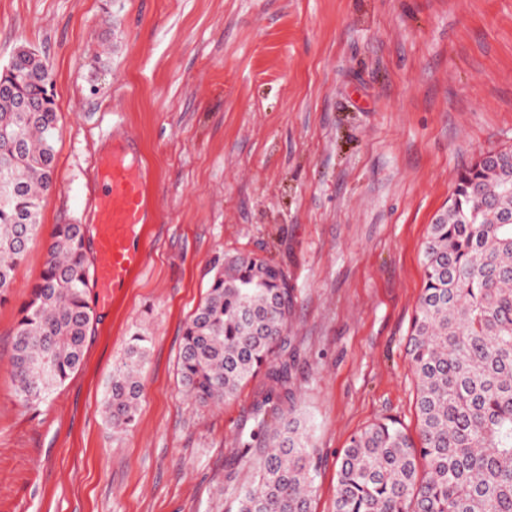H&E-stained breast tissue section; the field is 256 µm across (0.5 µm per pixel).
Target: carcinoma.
<instances>
[{
    "label": "carcinoma",
    "mask_w": 512,
    "mask_h": 512,
    "mask_svg": "<svg viewBox=\"0 0 512 512\" xmlns=\"http://www.w3.org/2000/svg\"><path fill=\"white\" fill-rule=\"evenodd\" d=\"M45 57L22 46L0 70V301L36 239L56 186L61 126ZM512 149L463 168L430 225L425 281L407 354L416 379L419 442L382 418L354 434L337 472L335 512H512ZM30 289L10 358L17 395L36 405L79 369L92 310L85 227L58 224ZM293 288L272 261L224 260L183 327L186 393L219 406L260 372L271 386L254 407L243 448H259L236 512H312L315 467L304 424L281 392ZM150 339L135 332L114 368L103 408L133 427Z\"/></svg>",
    "instance_id": "1"
}]
</instances>
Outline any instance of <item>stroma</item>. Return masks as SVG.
<instances>
[{"label": "stroma", "mask_w": 512, "mask_h": 512, "mask_svg": "<svg viewBox=\"0 0 512 512\" xmlns=\"http://www.w3.org/2000/svg\"><path fill=\"white\" fill-rule=\"evenodd\" d=\"M22 44L50 65L62 133L0 304V512H234L268 380L202 405L178 356L214 264L239 253L295 290L287 389L318 465L313 510L334 512L355 433L382 417L417 431L422 249L458 172L512 147V0H0V68ZM122 131L155 185L146 265L95 308L80 368L23 405L20 308L56 225L89 224ZM138 330L153 341L137 423L116 431L103 397Z\"/></svg>", "instance_id": "stroma-1"}]
</instances>
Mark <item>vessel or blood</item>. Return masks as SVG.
Returning <instances> with one entry per match:
<instances>
[{"mask_svg":"<svg viewBox=\"0 0 512 512\" xmlns=\"http://www.w3.org/2000/svg\"><path fill=\"white\" fill-rule=\"evenodd\" d=\"M95 180L100 191L94 196L93 216L98 227L94 285L118 289L146 263V250L134 236L133 227L152 220L149 178L134 159L130 134L113 136L112 159L98 167Z\"/></svg>","mask_w":512,"mask_h":512,"instance_id":"vessel-or-blood-1","label":"vessel or blood"}]
</instances>
